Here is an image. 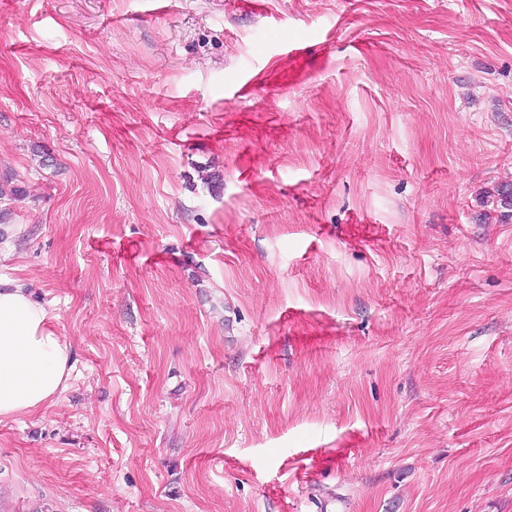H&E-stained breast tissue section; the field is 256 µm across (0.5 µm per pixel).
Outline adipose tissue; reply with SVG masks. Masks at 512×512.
<instances>
[{
	"label": "adipose tissue",
	"mask_w": 512,
	"mask_h": 512,
	"mask_svg": "<svg viewBox=\"0 0 512 512\" xmlns=\"http://www.w3.org/2000/svg\"><path fill=\"white\" fill-rule=\"evenodd\" d=\"M71 371L69 347L47 308L19 280L0 275V421L41 410Z\"/></svg>",
	"instance_id": "ef3b65f1"
}]
</instances>
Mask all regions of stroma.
Here are the masks:
<instances>
[{
  "label": "stroma",
  "mask_w": 512,
  "mask_h": 512,
  "mask_svg": "<svg viewBox=\"0 0 512 512\" xmlns=\"http://www.w3.org/2000/svg\"><path fill=\"white\" fill-rule=\"evenodd\" d=\"M504 180L512 0H0V512H512ZM69 346L48 309L19 280L0 275V422L41 410L65 387Z\"/></svg>",
  "instance_id": "1"
}]
</instances>
